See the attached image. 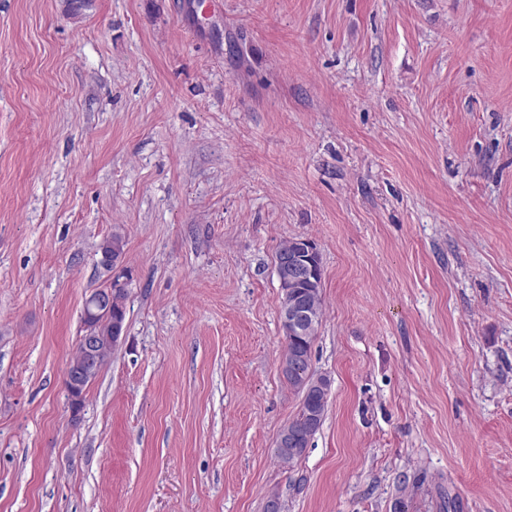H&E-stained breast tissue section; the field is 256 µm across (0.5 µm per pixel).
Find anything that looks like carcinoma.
Wrapping results in <instances>:
<instances>
[{"label":"carcinoma","mask_w":512,"mask_h":512,"mask_svg":"<svg viewBox=\"0 0 512 512\" xmlns=\"http://www.w3.org/2000/svg\"><path fill=\"white\" fill-rule=\"evenodd\" d=\"M125 242L123 237L114 233L100 246L101 260L106 267L111 268L114 262L121 260L124 254ZM112 288V310L107 316H100L92 321L84 322L85 332L96 337L99 349V364H104L119 340L126 319L125 300L127 290L125 285L115 279L110 284ZM297 296H305L315 310L314 326L305 334L292 335L283 331L286 350L283 361L288 368L282 371L288 387L301 395L299 411L288 425L296 434L294 442L285 443L282 437H277L274 455L278 462L287 468L294 467L306 454L310 440L320 429L327 410V396L331 388L330 379L316 373L312 368V346L316 339L323 316L322 285L312 284L305 280L299 287L293 289ZM82 363V355H76L69 364L65 385L68 397L72 402L83 405L87 385L74 386L71 382L73 371Z\"/></svg>","instance_id":"carcinoma-1"}]
</instances>
